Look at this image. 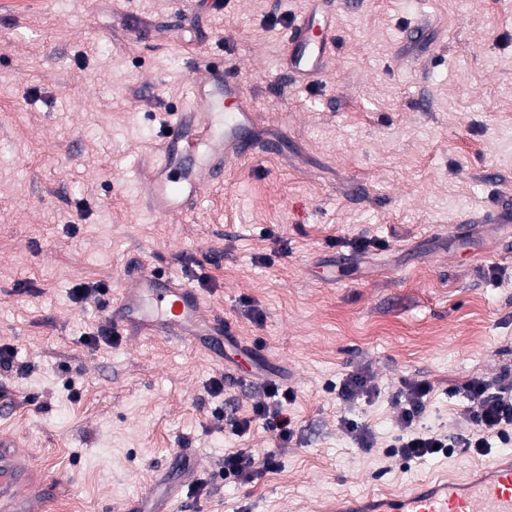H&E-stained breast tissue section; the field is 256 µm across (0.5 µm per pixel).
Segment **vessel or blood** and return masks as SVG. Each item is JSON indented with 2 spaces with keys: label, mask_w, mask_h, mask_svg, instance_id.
Returning a JSON list of instances; mask_svg holds the SVG:
<instances>
[{
  "label": "vessel or blood",
  "mask_w": 512,
  "mask_h": 512,
  "mask_svg": "<svg viewBox=\"0 0 512 512\" xmlns=\"http://www.w3.org/2000/svg\"><path fill=\"white\" fill-rule=\"evenodd\" d=\"M310 21L294 28L285 63L289 73L308 76L326 58L325 40L308 37ZM190 105L176 113L158 156L143 168L139 202L147 211L170 215L199 196L217 174L204 156L222 155L224 162L253 157L257 141L255 114L239 92L236 77L199 54ZM203 300L178 277L141 274L112 305L113 327L132 334L161 336L197 344L205 324ZM167 482L164 492L148 485L130 512H173L182 481ZM50 499V485L32 457L12 437L0 434V512H38ZM330 512H512V459H493L485 472L462 482L445 480L412 488L399 495H378L365 501L331 503Z\"/></svg>",
  "instance_id": "vessel-or-blood-1"
}]
</instances>
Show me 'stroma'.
I'll list each match as a JSON object with an SVG mask.
<instances>
[{"label":"stroma","mask_w":512,"mask_h":512,"mask_svg":"<svg viewBox=\"0 0 512 512\" xmlns=\"http://www.w3.org/2000/svg\"><path fill=\"white\" fill-rule=\"evenodd\" d=\"M213 2L0 0V345L16 354L0 431L51 482L44 512H125L181 450L207 489L180 512H321L477 472L474 452L388 447L408 385H432L421 424L455 436L474 426L450 388L512 371V223L491 220L512 205V0ZM305 15L335 38L308 83L280 66ZM200 51L235 69L279 153L225 165L194 213L155 215L138 170ZM153 271L232 340H98L113 296ZM352 373L371 397L339 399ZM266 380L294 393L290 442L229 423ZM236 451L254 460L245 484L220 476Z\"/></svg>","instance_id":"35a3bbf8"}]
</instances>
